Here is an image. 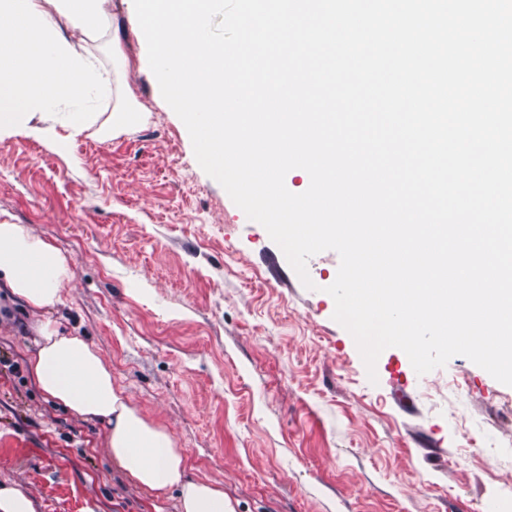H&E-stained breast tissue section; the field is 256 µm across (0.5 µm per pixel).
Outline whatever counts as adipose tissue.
<instances>
[{"mask_svg": "<svg viewBox=\"0 0 512 512\" xmlns=\"http://www.w3.org/2000/svg\"><path fill=\"white\" fill-rule=\"evenodd\" d=\"M106 0H0V136L33 117L62 114L81 134L98 105L103 76L96 59L78 53L43 15L54 8L90 34L111 39ZM72 274L67 255L22 224L0 223V288L43 312L28 365L41 392L68 412L105 424L113 462L141 487L178 493L179 512H232L217 485L186 476V460L161 424L145 418L97 350L61 330L48 313L61 305Z\"/></svg>", "mask_w": 512, "mask_h": 512, "instance_id": "adipose-tissue-1", "label": "adipose tissue"}]
</instances>
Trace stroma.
<instances>
[{"label": "stroma", "mask_w": 512, "mask_h": 512, "mask_svg": "<svg viewBox=\"0 0 512 512\" xmlns=\"http://www.w3.org/2000/svg\"><path fill=\"white\" fill-rule=\"evenodd\" d=\"M116 39L66 36L108 77L70 136L53 115L0 139V218L69 257L54 314L93 344L191 478L234 512H512V386L469 359L417 375L384 350L370 383L326 293L340 264L312 256L306 289L262 225L198 164L163 99L133 0H109ZM140 110L127 133L116 112ZM40 312L0 302V481L38 512H178L112 461L104 427L72 415L28 371ZM476 421L487 454L458 425Z\"/></svg>", "instance_id": "obj_1"}]
</instances>
